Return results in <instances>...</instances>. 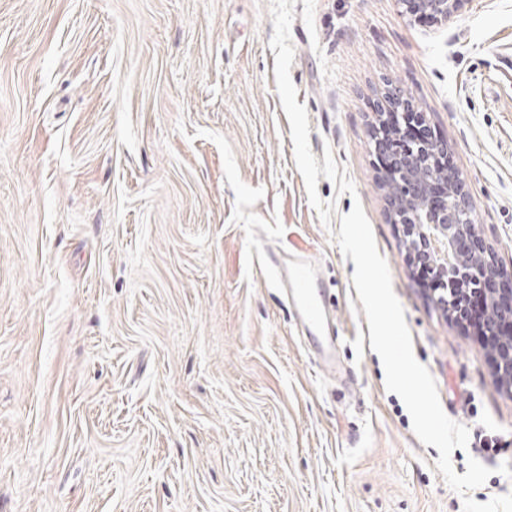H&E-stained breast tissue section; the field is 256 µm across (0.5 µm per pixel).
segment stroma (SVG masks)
Segmentation results:
<instances>
[{
    "instance_id": "stroma-1",
    "label": "stroma",
    "mask_w": 512,
    "mask_h": 512,
    "mask_svg": "<svg viewBox=\"0 0 512 512\" xmlns=\"http://www.w3.org/2000/svg\"><path fill=\"white\" fill-rule=\"evenodd\" d=\"M391 84L512 267V0H0V512H463L371 348L336 243L357 202L470 431L456 473L512 493V394L390 218ZM299 252L332 369L271 262ZM410 16L428 14L440 21L458 12L466 0H398Z\"/></svg>"
}]
</instances>
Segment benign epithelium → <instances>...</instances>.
I'll list each match as a JSON object with an SVG mask.
<instances>
[{
  "mask_svg": "<svg viewBox=\"0 0 512 512\" xmlns=\"http://www.w3.org/2000/svg\"><path fill=\"white\" fill-rule=\"evenodd\" d=\"M465 0H399L411 16L428 14L440 21L458 12ZM389 111L377 113L372 127L376 153H385L387 169L395 178L388 207L394 222L412 235L411 252L430 263L436 275L447 285L433 303L454 315L455 298L466 288H480L491 298L490 309L496 320L488 322L489 335L509 324L512 331V268L499 265L485 243L475 221V206L465 189L461 173L454 167L439 173L423 163L426 156H448V142L432 138L413 142L396 140L390 126L424 121L421 112H401L406 100L399 90L387 91ZM508 355L497 371L499 382L512 393V342Z\"/></svg>",
  "mask_w": 512,
  "mask_h": 512,
  "instance_id": "obj_1",
  "label": "benign epithelium"
}]
</instances>
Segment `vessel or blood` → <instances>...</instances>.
Masks as SVG:
<instances>
[{
  "mask_svg": "<svg viewBox=\"0 0 512 512\" xmlns=\"http://www.w3.org/2000/svg\"><path fill=\"white\" fill-rule=\"evenodd\" d=\"M316 270L308 257L296 255L290 261L288 276L292 300L307 325L310 339L316 345L324 365H331L336 352V340L323 309L312 294Z\"/></svg>",
  "mask_w": 512,
  "mask_h": 512,
  "instance_id": "vessel-or-blood-1",
  "label": "vessel or blood"
}]
</instances>
